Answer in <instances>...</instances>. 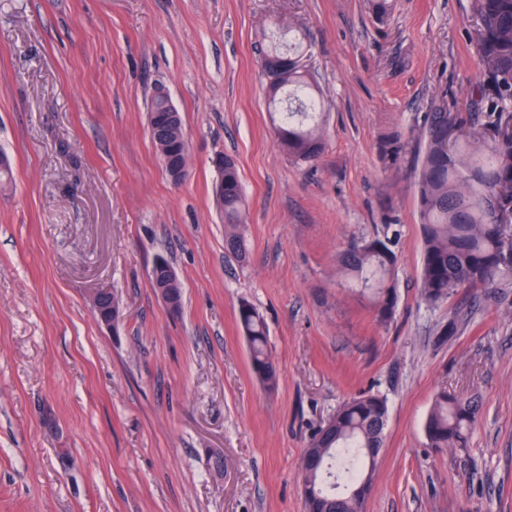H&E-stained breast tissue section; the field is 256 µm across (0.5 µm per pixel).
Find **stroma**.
<instances>
[{"label": "stroma", "mask_w": 512, "mask_h": 512, "mask_svg": "<svg viewBox=\"0 0 512 512\" xmlns=\"http://www.w3.org/2000/svg\"><path fill=\"white\" fill-rule=\"evenodd\" d=\"M300 34L330 101L305 163L278 146L266 32ZM472 0H0V512H304L311 435L350 398L388 400L365 512H512V285L420 298L418 131L466 114ZM168 90L188 142L173 185L147 108ZM246 197V259L224 249L216 155ZM391 238L380 322L340 258ZM177 272L180 315L151 282ZM111 292L120 316L97 317ZM268 327L278 381L238 320ZM459 333L439 341L449 318ZM480 402L467 447L428 445L438 390ZM239 323L250 348V366L255 378L268 389L277 383V370L268 351L264 319L250 304L239 309Z\"/></svg>", "instance_id": "35a3bbf8"}]
</instances>
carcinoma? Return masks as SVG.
Masks as SVG:
<instances>
[{"label":"carcinoma","instance_id":"1","mask_svg":"<svg viewBox=\"0 0 512 512\" xmlns=\"http://www.w3.org/2000/svg\"><path fill=\"white\" fill-rule=\"evenodd\" d=\"M478 28L474 48L479 73L471 96L480 105L464 121L482 127L494 126L496 135L478 150L469 141L456 143L448 153V127L433 112L420 131L425 151L419 167L418 204L422 227L420 296L430 305L442 303L460 288H495L512 278V265L502 266L498 255L510 229L497 223L499 191L512 188V0H473ZM303 42L292 37L288 52L266 56L278 60L273 74L285 82L266 83L275 109L274 130L278 145L290 156L313 162L323 147L322 116L327 103L315 94ZM168 101L151 97L148 113L152 128L168 117ZM157 152L174 161L188 153V143L171 138L155 144ZM218 178L224 182V244L228 252L244 259L247 244L243 234L245 198L235 159L224 156ZM342 263L361 286L373 289L377 316L394 317L397 295L389 278L396 264L388 240L374 239L347 252ZM173 267L160 257L152 268V285L166 289L176 310L182 309L181 282L170 279ZM239 323L250 348V366L255 378L272 389L277 370L268 351L264 319L250 304L239 309ZM388 413L387 399L374 392L361 393L341 406L327 429H318L304 453L301 479L307 493L305 512H355L350 495L368 497L377 460L369 448L383 447ZM479 404L458 398L443 389L436 393L425 422V434L432 448H464Z\"/></svg>","mask_w":512,"mask_h":512}]
</instances>
